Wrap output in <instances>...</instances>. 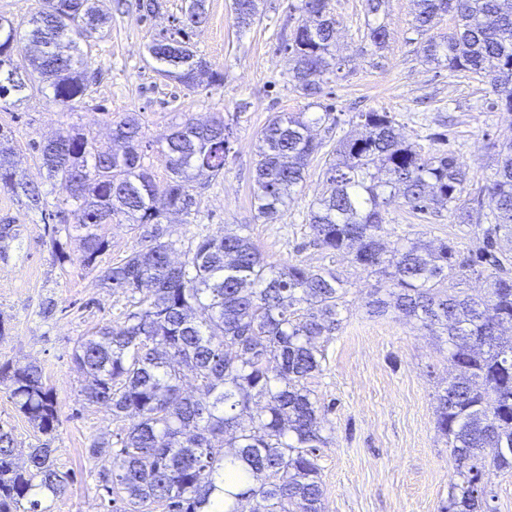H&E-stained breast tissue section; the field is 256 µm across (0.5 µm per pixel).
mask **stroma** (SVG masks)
I'll list each match as a JSON object with an SVG mask.
<instances>
[{
    "label": "stroma",
    "mask_w": 512,
    "mask_h": 512,
    "mask_svg": "<svg viewBox=\"0 0 512 512\" xmlns=\"http://www.w3.org/2000/svg\"><path fill=\"white\" fill-rule=\"evenodd\" d=\"M159 2L160 9L148 14L139 0H104L109 33L79 42L95 77L74 109L54 106L52 87L39 81L0 99V129L12 139L19 170L38 185L46 203L44 211L30 209L0 187V224H13L16 232L0 254V363L40 366L61 420L52 435L41 434L0 392V424L11 429L19 453L49 443L60 469L72 474L50 512H107L101 463L90 445L99 438L115 440L121 424L110 410L85 403V377L72 353L98 327L122 321L131 293L105 288L100 278L136 247L137 238L128 224H104L99 232L109 247L94 269L82 268L73 239L67 245L71 262L58 263L49 239L63 224L56 211L67 193L48 180L37 146L58 129L76 126L107 149L111 117L134 112L142 124L144 162L163 182L168 169L161 147L174 126L234 114L238 122L223 171L194 182L191 213L174 219L173 260L183 261L188 247L223 235L225 227L240 226L270 263L336 270L348 288L342 324L333 336L318 339L325 359L320 374L308 381L329 439L317 451L322 512H440L454 481L448 445L435 425L436 395L448 382V344L397 312L369 314L365 302L381 281L350 256L333 257L315 246L309 211L324 189L338 141L361 133L358 113H390L407 142L454 152L478 186L494 173V145L512 139V112L497 105L478 76L459 77L424 60L427 36L448 33L455 21L443 15L430 34H421L414 0H386L379 19L392 37L380 50L364 37V0H330L342 66L324 84L315 107L294 90L288 55L278 48L285 18L303 20L290 12L292 0H262L259 14L244 27L234 21L232 0H206V19L191 41L208 66L223 72L224 83L192 90L160 76V62L148 53L154 39L182 27L189 0ZM325 106L338 121L315 127L323 147L311 157L303 183L276 219L259 217L253 199L258 132L274 113L312 118ZM385 218L390 244L417 233L464 254L482 244L480 228L452 223L444 209L416 213L396 198ZM46 303L54 306L47 319L40 314Z\"/></svg>",
    "instance_id": "obj_1"
}]
</instances>
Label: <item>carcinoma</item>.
<instances>
[{"label":"carcinoma","instance_id":"cac0c4a2","mask_svg":"<svg viewBox=\"0 0 512 512\" xmlns=\"http://www.w3.org/2000/svg\"><path fill=\"white\" fill-rule=\"evenodd\" d=\"M416 28L427 32L438 17L453 15L448 34L429 38L426 61L490 84L496 103L512 111V0H416ZM235 23L250 24L257 0H232ZM305 16L284 42L295 90L306 99L322 94L324 76L338 67L336 19L327 0H299ZM204 0H191L184 28L203 22ZM107 16L98 0H43L27 32L0 19V98L21 91L36 78L50 81L53 101L73 107L89 76L77 39L100 31ZM365 38L381 48L382 23L366 22ZM192 63L164 69L163 76L188 89L224 84L191 41ZM364 135L336 148L326 171L324 193L312 204L313 242L330 254L353 260L388 280V298L366 302L383 315L397 310L436 336L448 338L453 375L437 394L436 428L448 440L454 464L453 491L442 512H494L484 494L474 495L486 466L512 474V140L498 146L496 169L472 188L464 163L451 151L425 152L405 142L388 112H360ZM337 122L330 112L307 120L303 113L276 112L260 131L254 205L274 218L288 206L309 159L322 147L313 126ZM112 150L101 152L88 135L63 130L40 146L42 167L71 200L80 235L81 265L95 267L109 241L97 229L126 221L139 233V246L123 263L107 269L103 284L143 296L124 321L105 324L78 342L73 361L87 378L84 400L112 412L123 423L111 449L93 441L91 454L107 462L100 476L114 512H322L323 485L316 451L327 445L323 418L308 388L322 371L323 351L315 340L341 323L347 289L330 270L302 264L275 267L247 235L205 238L170 258L167 214H187L195 180L224 169L233 124L187 120L167 137L162 153L169 176L164 184L143 164L141 126L134 113L111 120ZM11 138L0 133V186L41 208L38 190L18 175ZM399 196L413 211L448 208L454 224L483 228L479 254L437 247L421 236L388 247L385 207ZM495 209H483V197ZM483 276L480 294L450 293L442 284L455 274ZM307 303L315 310L301 312ZM197 382L185 395V373ZM4 393L40 433L60 425L57 402L41 367L0 364ZM249 416L246 428L240 419ZM55 449H29L18 465L12 430L0 425V512H49L43 500L61 496L70 475L59 469ZM238 477L235 489L220 488L226 468Z\"/></svg>","mask_w":512,"mask_h":512}]
</instances>
